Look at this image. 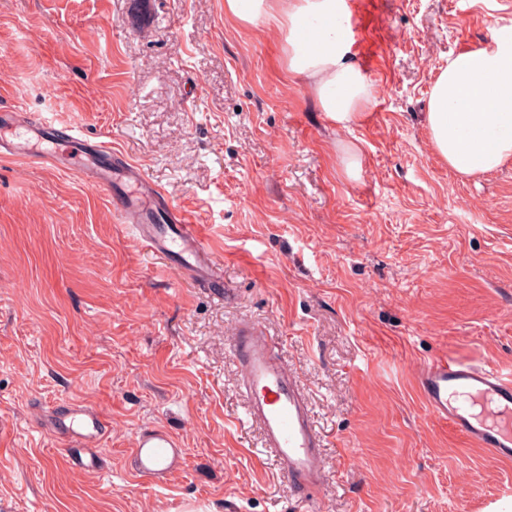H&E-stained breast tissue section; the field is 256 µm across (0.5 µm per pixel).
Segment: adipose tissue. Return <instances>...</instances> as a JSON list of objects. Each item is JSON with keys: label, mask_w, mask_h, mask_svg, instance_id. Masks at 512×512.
Returning <instances> with one entry per match:
<instances>
[{"label": "adipose tissue", "mask_w": 512, "mask_h": 512, "mask_svg": "<svg viewBox=\"0 0 512 512\" xmlns=\"http://www.w3.org/2000/svg\"><path fill=\"white\" fill-rule=\"evenodd\" d=\"M241 22L270 20L285 30L288 69L313 83L320 111L344 123L364 112L371 86L351 61L343 26L348 0H224ZM435 153L462 177L512 158V28L488 47L457 53L430 90L427 114Z\"/></svg>", "instance_id": "obj_1"}]
</instances>
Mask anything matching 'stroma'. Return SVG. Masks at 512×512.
Masks as SVG:
<instances>
[{
    "mask_svg": "<svg viewBox=\"0 0 512 512\" xmlns=\"http://www.w3.org/2000/svg\"><path fill=\"white\" fill-rule=\"evenodd\" d=\"M129 2L0 0V106L140 166L200 225L224 292L150 253L80 176L0 158V512H512V463L414 389L437 355L512 374V159L460 177L426 126L440 68L512 25V0H350L373 94L343 125L289 73L275 23L157 0L134 28ZM246 321L326 439L316 499L246 419L229 347ZM64 401L106 417L107 471L67 463ZM153 427L186 450L164 485L129 463Z\"/></svg>",
    "mask_w": 512,
    "mask_h": 512,
    "instance_id": "stroma-1",
    "label": "stroma"
}]
</instances>
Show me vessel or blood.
Masks as SVG:
<instances>
[{"instance_id":"1","label":"vessel or blood","mask_w":512,"mask_h":512,"mask_svg":"<svg viewBox=\"0 0 512 512\" xmlns=\"http://www.w3.org/2000/svg\"><path fill=\"white\" fill-rule=\"evenodd\" d=\"M0 155L31 157L77 173L94 189L110 194L121 223L129 225L151 252L172 260L200 286L222 285L220 263L190 214L173 205L130 162L113 163L105 142L72 126L33 119L22 112L0 113ZM248 420L262 433L263 446L280 465L289 489L314 493L325 481L324 438L311 403L287 361L276 355L264 326L240 324L231 338ZM430 416L448 422L472 446L512 463V378L477 364L435 357L415 377ZM107 429L96 411L70 406L57 414L54 431L66 443L65 457L76 467L100 470L99 449ZM135 472L160 483L181 470L185 450L163 428L141 431L132 450Z\"/></svg>"}]
</instances>
